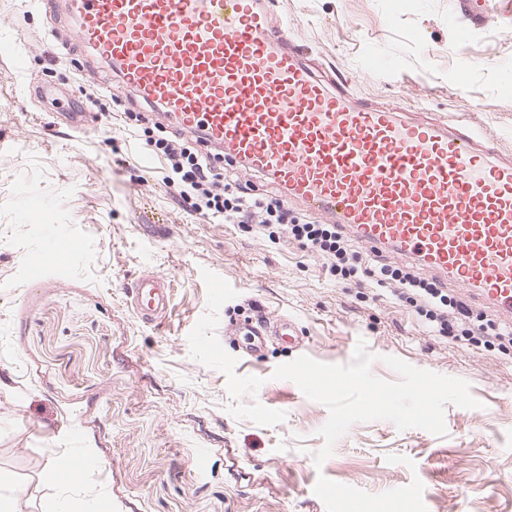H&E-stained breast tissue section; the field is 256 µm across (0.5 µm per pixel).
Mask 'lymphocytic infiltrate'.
<instances>
[{
  "mask_svg": "<svg viewBox=\"0 0 512 512\" xmlns=\"http://www.w3.org/2000/svg\"><path fill=\"white\" fill-rule=\"evenodd\" d=\"M202 137L159 127L145 138V152L163 157L164 181L173 187L185 211L212 221L248 225L259 242L283 240L319 259L337 282L381 291L402 303L433 335L512 349V327L474 311L462 296L449 293L436 278L408 263L368 252L335 225L303 215L279 196H262L248 172L224 176L198 145Z\"/></svg>",
  "mask_w": 512,
  "mask_h": 512,
  "instance_id": "obj_1",
  "label": "lymphocytic infiltrate"
}]
</instances>
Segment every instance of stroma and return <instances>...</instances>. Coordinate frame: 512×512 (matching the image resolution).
I'll use <instances>...</instances> for the list:
<instances>
[{"label": "stroma", "mask_w": 512, "mask_h": 512, "mask_svg": "<svg viewBox=\"0 0 512 512\" xmlns=\"http://www.w3.org/2000/svg\"><path fill=\"white\" fill-rule=\"evenodd\" d=\"M272 2L308 60L366 102L467 117L512 155V85L500 69L512 64V13L463 41L448 26L459 0ZM71 31L29 0H0V38L42 47L21 70L0 58V474L20 490L16 512H55L63 499L88 512H326L313 492L321 475L371 494L420 479L427 512H512V353L433 336L401 303L336 283L297 246L180 209L162 161L138 166L142 149L125 131L148 106L113 101L105 62L62 54ZM375 55L395 68L369 77ZM92 64L94 91L83 79ZM90 94L98 130L65 125L62 113ZM53 234L78 256L32 272L25 256ZM149 272L172 286L155 325L119 287ZM271 315L294 320L300 346L248 355L241 327ZM361 339L375 376L396 380L383 362L396 356L467 380L480 408L447 406L443 438L353 424L315 465L328 410L273 373L302 355L350 363ZM77 451L100 467L61 487L46 464Z\"/></svg>", "instance_id": "obj_1"}]
</instances>
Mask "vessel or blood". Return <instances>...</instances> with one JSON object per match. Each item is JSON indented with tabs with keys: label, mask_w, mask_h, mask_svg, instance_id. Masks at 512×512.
<instances>
[{
	"label": "vessel or blood",
	"mask_w": 512,
	"mask_h": 512,
	"mask_svg": "<svg viewBox=\"0 0 512 512\" xmlns=\"http://www.w3.org/2000/svg\"><path fill=\"white\" fill-rule=\"evenodd\" d=\"M162 117L278 184L286 201L341 225L364 249L419 262L512 321V161L467 120H419L324 78L273 25L270 0H35ZM78 249L55 239L25 263ZM143 322L170 310L166 277L127 286ZM296 341L291 319L249 329L248 354Z\"/></svg>",
	"instance_id": "b4317fda"
}]
</instances>
